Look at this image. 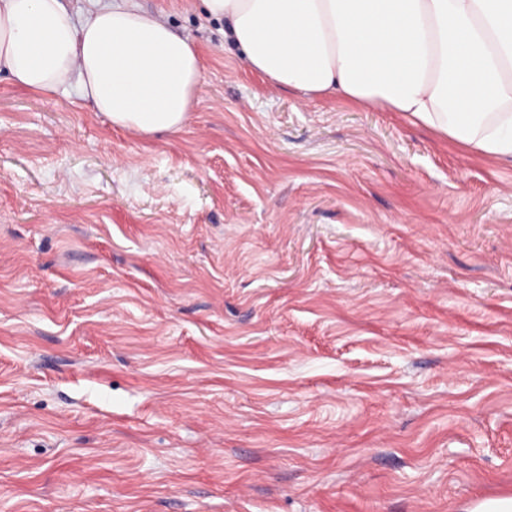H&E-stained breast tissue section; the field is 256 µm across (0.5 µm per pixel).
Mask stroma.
<instances>
[{"label":"stroma","mask_w":512,"mask_h":512,"mask_svg":"<svg viewBox=\"0 0 512 512\" xmlns=\"http://www.w3.org/2000/svg\"><path fill=\"white\" fill-rule=\"evenodd\" d=\"M134 2L202 50L180 131L0 74V512L512 496V163Z\"/></svg>","instance_id":"stroma-1"}]
</instances>
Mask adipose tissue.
<instances>
[{
	"label": "adipose tissue",
	"mask_w": 512,
	"mask_h": 512,
	"mask_svg": "<svg viewBox=\"0 0 512 512\" xmlns=\"http://www.w3.org/2000/svg\"><path fill=\"white\" fill-rule=\"evenodd\" d=\"M240 65L270 88L404 112L512 160V0H202ZM0 73L77 87L113 126L178 131L202 78L195 43L130 0L74 15L64 0H0Z\"/></svg>",
	"instance_id": "ef3b65f1"
}]
</instances>
